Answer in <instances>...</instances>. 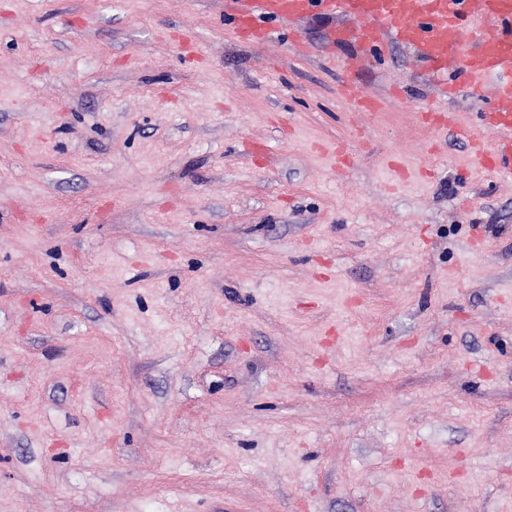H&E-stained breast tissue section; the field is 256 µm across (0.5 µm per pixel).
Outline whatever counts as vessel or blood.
Here are the masks:
<instances>
[{
    "label": "vessel or blood",
    "mask_w": 512,
    "mask_h": 512,
    "mask_svg": "<svg viewBox=\"0 0 512 512\" xmlns=\"http://www.w3.org/2000/svg\"><path fill=\"white\" fill-rule=\"evenodd\" d=\"M340 17L330 32L332 43L352 41L374 52L392 43L412 45L433 76L466 77L475 89L489 87L481 124L492 142L476 139L454 115L438 107L421 115L422 122L471 140L485 167L501 179H512V0H243L234 15L236 29L251 41H265L256 17L294 21L313 10ZM341 97L358 111L375 112L377 98L343 81Z\"/></svg>",
    "instance_id": "b4317fda"
}]
</instances>
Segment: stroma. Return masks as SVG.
I'll return each instance as SVG.
<instances>
[{"mask_svg": "<svg viewBox=\"0 0 512 512\" xmlns=\"http://www.w3.org/2000/svg\"><path fill=\"white\" fill-rule=\"evenodd\" d=\"M234 14L0 0V512H512V184ZM340 95L353 103L360 112H377L380 109V101L377 98L363 94L360 88L351 81H342Z\"/></svg>", "mask_w": 512, "mask_h": 512, "instance_id": "obj_1", "label": "stroma"}]
</instances>
